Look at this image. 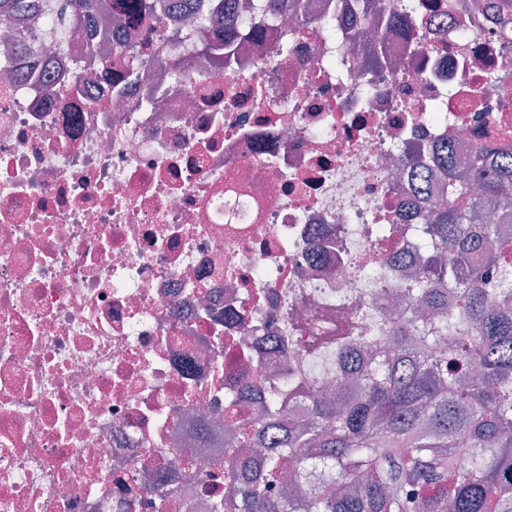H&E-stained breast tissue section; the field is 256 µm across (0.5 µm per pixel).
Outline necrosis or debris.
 I'll use <instances>...</instances> for the list:
<instances>
[{"label": "necrosis or debris", "instance_id": "4bbe7bcc", "mask_svg": "<svg viewBox=\"0 0 512 512\" xmlns=\"http://www.w3.org/2000/svg\"><path fill=\"white\" fill-rule=\"evenodd\" d=\"M302 2L229 69L165 19L154 80L118 96L86 64L111 42L0 21V512H206L234 476L197 424L248 379L334 386L407 318L388 257L448 200L436 175L401 218L411 163L512 130V23L450 0L437 48Z\"/></svg>", "mask_w": 512, "mask_h": 512}]
</instances>
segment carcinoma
I'll return each mask as SVG.
<instances>
[{
    "mask_svg": "<svg viewBox=\"0 0 512 512\" xmlns=\"http://www.w3.org/2000/svg\"><path fill=\"white\" fill-rule=\"evenodd\" d=\"M199 0H0V14L15 16L36 6L51 16L50 34L65 43L73 25L87 19L135 33L115 64L136 84L159 50L156 34L165 15L195 13L197 26L221 22L224 37L259 27L300 0H262L247 21L237 20L235 0L216 12H195ZM414 3L394 0L380 11L385 29L427 38ZM448 204L433 210L432 254L421 257L412 297L414 319L387 337L391 351L366 342L335 395L305 388L281 404L263 406L251 426L233 429L245 457L241 483L224 496L236 512H512V282L491 285L487 272L512 268L506 226L485 224L488 208L512 205V152L472 146L462 183L450 175ZM493 251V264L475 266L474 253ZM454 289L456 308L469 335H433L424 315L440 313ZM319 471L320 484L307 481ZM288 478V492L271 497L265 485Z\"/></svg>",
    "mask_w": 512,
    "mask_h": 512,
    "instance_id": "1",
    "label": "carcinoma"
}]
</instances>
